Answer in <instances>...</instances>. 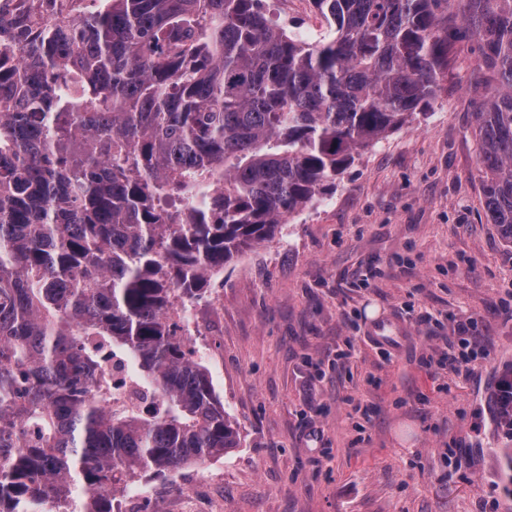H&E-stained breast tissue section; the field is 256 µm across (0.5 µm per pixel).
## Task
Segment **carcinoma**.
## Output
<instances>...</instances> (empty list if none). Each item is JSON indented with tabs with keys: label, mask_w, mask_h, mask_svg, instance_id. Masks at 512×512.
<instances>
[{
	"label": "carcinoma",
	"mask_w": 512,
	"mask_h": 512,
	"mask_svg": "<svg viewBox=\"0 0 512 512\" xmlns=\"http://www.w3.org/2000/svg\"><path fill=\"white\" fill-rule=\"evenodd\" d=\"M0 18V512H112L141 472L241 447L182 334L209 274L440 90L456 43L486 212L512 242V0H98ZM294 1L303 0L288 1V7L287 1L268 0L267 4L281 26L285 27L287 31L298 32L305 36L304 30L307 26L308 18L296 10V7L292 5Z\"/></svg>",
	"instance_id": "cac0c4a2"
}]
</instances>
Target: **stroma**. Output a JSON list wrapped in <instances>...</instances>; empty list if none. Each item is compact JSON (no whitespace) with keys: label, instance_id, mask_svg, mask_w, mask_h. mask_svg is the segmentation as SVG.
I'll list each match as a JSON object with an SVG mask.
<instances>
[{"label":"stroma","instance_id":"35a3bbf8","mask_svg":"<svg viewBox=\"0 0 512 512\" xmlns=\"http://www.w3.org/2000/svg\"><path fill=\"white\" fill-rule=\"evenodd\" d=\"M463 43L414 120L335 190L210 276L189 317L241 446L116 493L150 512H512V440L483 392L512 365V245L481 194L475 82ZM405 330L396 348L375 320ZM486 352L436 363L458 324Z\"/></svg>","mask_w":512,"mask_h":512}]
</instances>
